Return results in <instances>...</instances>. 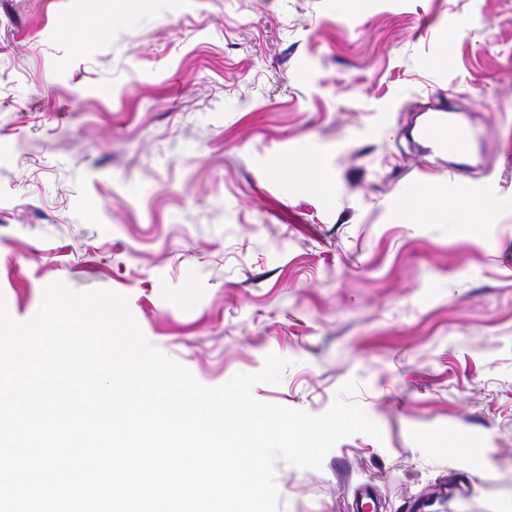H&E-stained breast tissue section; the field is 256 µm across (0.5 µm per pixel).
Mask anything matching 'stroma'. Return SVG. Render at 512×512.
<instances>
[{"mask_svg":"<svg viewBox=\"0 0 512 512\" xmlns=\"http://www.w3.org/2000/svg\"><path fill=\"white\" fill-rule=\"evenodd\" d=\"M104 35L75 43L74 29ZM446 93L456 174L408 137ZM512 0H0V292L129 298L215 387L318 415L350 379L381 439L278 463L280 512H500L512 493ZM313 154L319 188L269 162ZM495 208L403 222L418 194ZM487 451L480 476L449 437ZM491 209L492 207L488 204L462 202L455 211L456 222L473 226L486 224L490 217Z\"/></svg>","mask_w":512,"mask_h":512,"instance_id":"obj_1","label":"stroma"}]
</instances>
